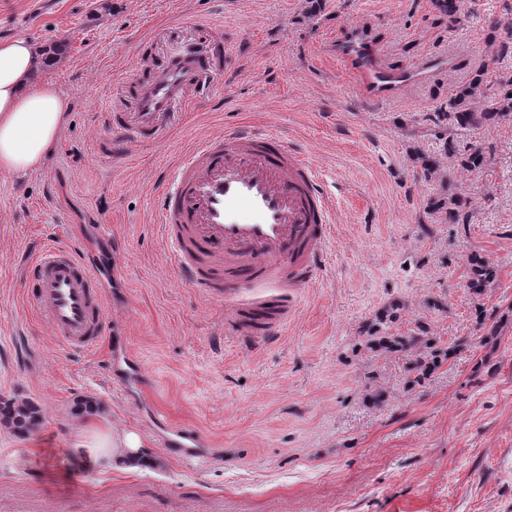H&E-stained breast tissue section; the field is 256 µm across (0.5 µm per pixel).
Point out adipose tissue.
<instances>
[{"mask_svg":"<svg viewBox=\"0 0 512 512\" xmlns=\"http://www.w3.org/2000/svg\"><path fill=\"white\" fill-rule=\"evenodd\" d=\"M45 54L28 38L0 41V171L27 177L41 171L68 121L69 102L33 76ZM95 463L120 470L153 466L155 457L133 431L115 430L87 444Z\"/></svg>","mask_w":512,"mask_h":512,"instance_id":"adipose-tissue-1","label":"adipose tissue"}]
</instances>
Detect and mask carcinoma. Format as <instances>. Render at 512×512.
<instances>
[{
  "label": "carcinoma",
  "instance_id": "1",
  "mask_svg": "<svg viewBox=\"0 0 512 512\" xmlns=\"http://www.w3.org/2000/svg\"><path fill=\"white\" fill-rule=\"evenodd\" d=\"M493 36H501L497 50V60L512 58V13L494 18L490 23ZM489 71L477 73L469 83L460 86L448 97V111L441 113L446 127L462 132L479 127H495L505 121L512 120V77L499 83V90L494 97L487 95L483 86L486 85ZM486 99L485 107L478 111L474 101ZM444 154L456 159L458 164L470 171L481 169L486 163V154L479 146H472L461 154L454 145H446ZM413 160L423 169V176L431 177L440 174L441 161L435 154L420 149L414 151ZM431 206L440 214L445 224H467L472 212L470 201L457 192L444 191L433 198ZM470 270L468 287L477 296L484 293L497 277L496 268L484 258L473 255L468 259ZM405 304L399 301L390 303L373 319L366 322L363 332L369 349L383 354H397L408 360V371L414 374L412 382L417 383L430 371L437 367L439 360L462 350L464 343L443 349L438 347L436 337L432 336L425 324L416 323V329L399 334L392 332L402 316ZM0 423L13 429L19 435L29 434L42 423L40 408L27 400L10 399L0 403Z\"/></svg>",
  "mask_w": 512,
  "mask_h": 512
}]
</instances>
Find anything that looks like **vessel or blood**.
I'll list each match as a JSON object with an SVG mask.
<instances>
[{"label":"vessel or blood","mask_w":512,"mask_h":512,"mask_svg":"<svg viewBox=\"0 0 512 512\" xmlns=\"http://www.w3.org/2000/svg\"><path fill=\"white\" fill-rule=\"evenodd\" d=\"M354 83L371 104L449 70L446 56L400 69L379 64L377 45L360 25L336 43ZM222 36L156 60L139 57L115 98L109 126L126 142L158 143L175 108L201 89L226 59ZM159 222L178 270L232 310L226 334L261 336L283 327L301 290L314 287L334 237L332 200L320 170L272 132L228 129L193 137L162 195ZM26 306L65 348L91 351L104 336L108 306L94 265L75 250L42 245L25 266ZM165 448L202 457L191 427H171Z\"/></svg>","instance_id":"1"}]
</instances>
